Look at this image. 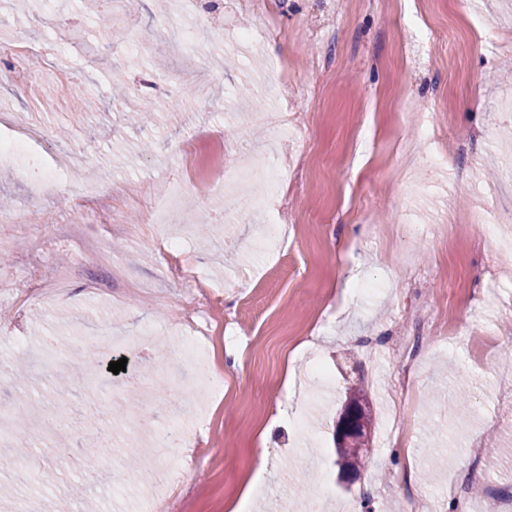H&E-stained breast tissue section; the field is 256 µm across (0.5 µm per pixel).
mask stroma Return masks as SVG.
Segmentation results:
<instances>
[{
  "label": "stroma",
  "mask_w": 512,
  "mask_h": 512,
  "mask_svg": "<svg viewBox=\"0 0 512 512\" xmlns=\"http://www.w3.org/2000/svg\"><path fill=\"white\" fill-rule=\"evenodd\" d=\"M70 0H0V20L30 43L62 28ZM125 37L113 38L82 12L76 36L54 65L32 57L31 88L0 74V115L41 127L35 153L46 163L83 157L94 187L113 198L165 200L186 177L181 147L191 135L222 133L229 169L221 191L185 209L212 223L164 257L151 235L134 241L121 226L86 236L85 217L67 210L81 176L58 171L55 187L34 192L20 164L0 158L1 224L11 244L0 264V420L35 426L44 457V421L89 398L117 409L70 425L67 462L50 495L23 469L0 470L16 486L0 512H149L170 484L176 458L153 450L168 426L202 433L209 463L182 477L191 512H448L461 489L469 512L499 495L512 512V251L484 240L486 209L512 232V113L497 109L512 90V0H268L276 29L249 47L235 44L258 18L244 0H128ZM199 31L181 54L163 40L170 22ZM452 27L456 42H424ZM138 50H130V43ZM61 71L87 92L64 94ZM150 106L138 125L126 113ZM493 127L492 138L482 131ZM288 175L276 195L264 179H237L255 156ZM391 183L381 186L380 175ZM267 197L264 211L229 209L237 195ZM396 226L375 235L373 225ZM121 260L110 268L104 252ZM26 268L44 282L27 298L12 280ZM196 273L208 299L186 324H172L189 295L180 269ZM447 300L456 324L479 323L480 344L455 333L425 340L408 367L392 339L413 329L410 307ZM210 329L215 366L190 410L175 414L177 384L196 367L174 345ZM134 339L131 366L143 380L98 371L78 350L45 353L49 334L96 342L110 332ZM329 378L320 386L311 372ZM410 372L417 400L404 429L386 434L387 397ZM369 392L372 445L354 483L335 464L336 417L350 386ZM112 431L103 479L85 477L98 429ZM479 451L485 480L467 478ZM265 469H258L260 457ZM263 492L244 497L252 479Z\"/></svg>",
  "instance_id": "stroma-1"
}]
</instances>
